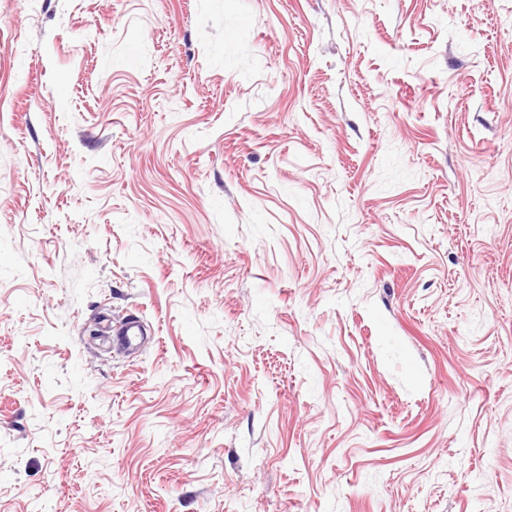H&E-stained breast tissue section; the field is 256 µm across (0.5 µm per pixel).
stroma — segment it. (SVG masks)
<instances>
[{
    "instance_id": "1",
    "label": "stroma",
    "mask_w": 512,
    "mask_h": 512,
    "mask_svg": "<svg viewBox=\"0 0 512 512\" xmlns=\"http://www.w3.org/2000/svg\"><path fill=\"white\" fill-rule=\"evenodd\" d=\"M0 512H512V0H0ZM141 332V327L137 322L122 323L119 331L113 333V345L134 349L139 344V338L142 336Z\"/></svg>"
}]
</instances>
